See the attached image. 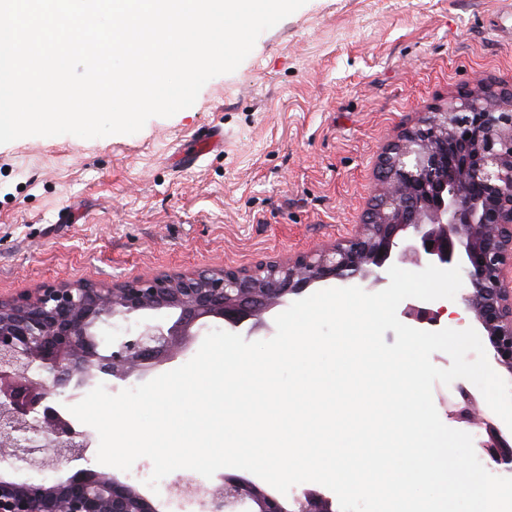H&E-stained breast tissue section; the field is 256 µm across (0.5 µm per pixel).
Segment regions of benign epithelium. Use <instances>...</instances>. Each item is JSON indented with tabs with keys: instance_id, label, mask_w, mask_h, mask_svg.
<instances>
[{
	"instance_id": "7a95c632",
	"label": "benign epithelium",
	"mask_w": 512,
	"mask_h": 512,
	"mask_svg": "<svg viewBox=\"0 0 512 512\" xmlns=\"http://www.w3.org/2000/svg\"><path fill=\"white\" fill-rule=\"evenodd\" d=\"M379 190L364 223L331 247L251 271L204 270L137 279L118 287L93 283L47 286L18 299L0 297V512H159L137 488L89 465L90 435L52 402L56 389L82 390L140 378L178 358L205 318L232 328L253 321L315 283H382L396 262L460 266L469 283L461 302L486 338L495 362L512 375V90L481 82L447 108L424 112L380 158ZM433 246H428V243ZM166 313L133 336L100 350L97 336L116 316ZM405 315L434 324L437 315L410 305ZM448 416L470 422L468 397ZM481 457L512 465V438L488 416ZM73 472L47 483L17 482L6 471ZM171 496L202 497L205 512H281L278 500L224 477L206 491L189 479ZM304 512H332L309 490Z\"/></svg>"
}]
</instances>
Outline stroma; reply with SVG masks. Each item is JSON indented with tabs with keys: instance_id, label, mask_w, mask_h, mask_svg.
I'll return each instance as SVG.
<instances>
[{
	"instance_id": "1",
	"label": "stroma",
	"mask_w": 512,
	"mask_h": 512,
	"mask_svg": "<svg viewBox=\"0 0 512 512\" xmlns=\"http://www.w3.org/2000/svg\"><path fill=\"white\" fill-rule=\"evenodd\" d=\"M504 0H307L132 135L0 145V295L254 269L350 236L377 162L476 78L512 87ZM224 132L222 150L196 142Z\"/></svg>"
}]
</instances>
